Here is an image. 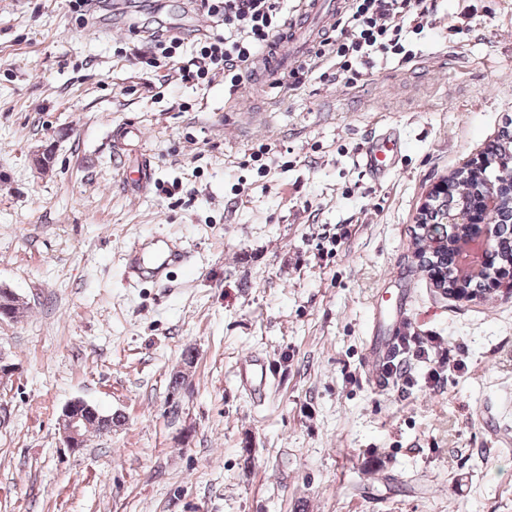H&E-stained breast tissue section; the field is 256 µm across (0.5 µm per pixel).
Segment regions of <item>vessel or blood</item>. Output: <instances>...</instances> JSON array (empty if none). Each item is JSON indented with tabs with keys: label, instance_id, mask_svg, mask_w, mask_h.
Returning <instances> with one entry per match:
<instances>
[{
	"label": "vessel or blood",
	"instance_id": "obj_1",
	"mask_svg": "<svg viewBox=\"0 0 512 512\" xmlns=\"http://www.w3.org/2000/svg\"><path fill=\"white\" fill-rule=\"evenodd\" d=\"M346 6L347 0H303L300 12L289 17L280 35L256 57L249 90L260 89L287 74L296 61L332 29ZM399 153L395 137L372 133L363 150L364 165L375 176L390 173L397 166ZM125 256L128 276L139 280L162 279L169 276L172 269L186 267L188 263L186 252L176 242L157 237L135 239L126 248ZM390 316L399 321L405 311L399 308L390 315L381 304H374L367 360L383 361L391 355L394 339L382 333L383 324ZM274 375V366L265 358L252 355L241 362L240 384L254 400L264 399Z\"/></svg>",
	"mask_w": 512,
	"mask_h": 512
}]
</instances>
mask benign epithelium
<instances>
[{
    "mask_svg": "<svg viewBox=\"0 0 512 512\" xmlns=\"http://www.w3.org/2000/svg\"><path fill=\"white\" fill-rule=\"evenodd\" d=\"M503 192L505 184L487 178L473 188H462L461 196L429 226L427 239L432 249H444L450 243L455 246L456 263L448 268V277L461 286L487 277L490 262L499 261L493 245L501 222ZM445 224L448 230L438 232ZM90 419L112 430V415L88 402L76 399L65 405L58 418L65 447L75 452L85 446V427Z\"/></svg>",
    "mask_w": 512,
    "mask_h": 512,
    "instance_id": "7a95c632",
    "label": "benign epithelium"
}]
</instances>
